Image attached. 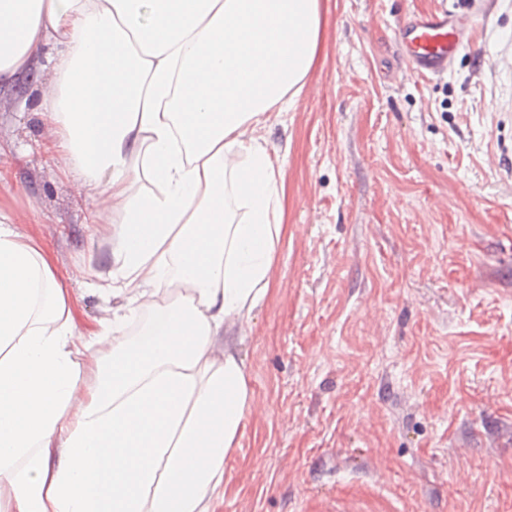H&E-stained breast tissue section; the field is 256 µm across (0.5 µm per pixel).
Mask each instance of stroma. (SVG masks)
<instances>
[{"label": "stroma", "mask_w": 512, "mask_h": 512, "mask_svg": "<svg viewBox=\"0 0 512 512\" xmlns=\"http://www.w3.org/2000/svg\"><path fill=\"white\" fill-rule=\"evenodd\" d=\"M458 0H320L284 159L270 291L235 329L253 392L214 512H512V0L448 71L410 73L407 18ZM52 77L0 89V212L66 288L76 335L123 297L100 197L46 154Z\"/></svg>", "instance_id": "stroma-1"}]
</instances>
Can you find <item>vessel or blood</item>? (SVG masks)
Masks as SVG:
<instances>
[{"mask_svg": "<svg viewBox=\"0 0 512 512\" xmlns=\"http://www.w3.org/2000/svg\"><path fill=\"white\" fill-rule=\"evenodd\" d=\"M468 15L443 9L414 17L399 26L397 37L416 74L437 75L447 70L455 54L471 41V29L482 12L479 0H467Z\"/></svg>", "mask_w": 512, "mask_h": 512, "instance_id": "vessel-or-blood-1", "label": "vessel or blood"}]
</instances>
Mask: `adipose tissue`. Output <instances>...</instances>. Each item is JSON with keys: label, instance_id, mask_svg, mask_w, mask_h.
<instances>
[{"label": "adipose tissue", "instance_id": "ef3b65f1", "mask_svg": "<svg viewBox=\"0 0 512 512\" xmlns=\"http://www.w3.org/2000/svg\"><path fill=\"white\" fill-rule=\"evenodd\" d=\"M319 27V0H0V84L51 69L40 113L112 209L99 290L126 299L75 339L64 288L0 212V512H214L250 398L228 333L268 294L282 230L261 131L299 97ZM103 337L112 357L88 368Z\"/></svg>", "mask_w": 512, "mask_h": 512}]
</instances>
